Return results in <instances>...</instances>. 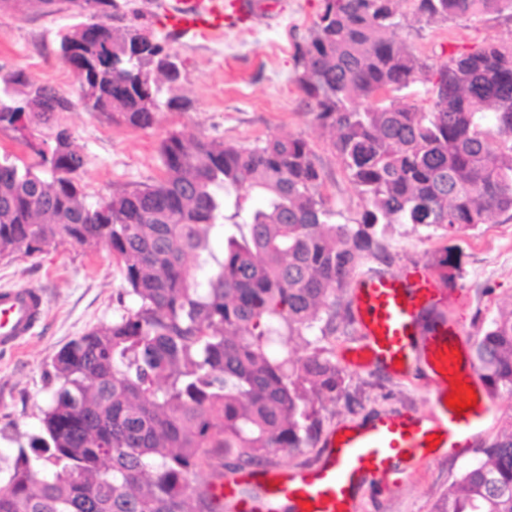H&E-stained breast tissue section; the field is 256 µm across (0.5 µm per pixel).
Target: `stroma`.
Segmentation results:
<instances>
[{
  "instance_id": "stroma-1",
  "label": "stroma",
  "mask_w": 512,
  "mask_h": 512,
  "mask_svg": "<svg viewBox=\"0 0 512 512\" xmlns=\"http://www.w3.org/2000/svg\"><path fill=\"white\" fill-rule=\"evenodd\" d=\"M118 2L122 13L139 9L150 14L156 38L166 40L182 63L181 78L170 94L183 102V109L163 110L148 129L112 122L80 104L79 87L55 54L60 32L81 20L71 0H62L52 16L0 10V65L25 69L75 102L63 122L86 156L80 179L90 200L130 184L159 180L163 174L159 146L174 130L241 144L294 135L310 142L326 172L321 192L328 204L343 219L359 217L362 202L348 174L327 150L295 83L294 44L311 28L320 0H223L227 14L245 9L249 15L238 26L225 29L220 46L194 32L166 27L165 14L176 0ZM397 37L420 58L439 65L474 44L512 40V21L487 17L429 24L411 18L398 29ZM447 246L460 253L461 272L455 285L461 300L444 307L443 313L459 327L468 351L499 307L512 300V221L496 218L453 240L430 229L399 225L387 239V259L368 260L358 272L387 274L429 265ZM0 287L38 289L45 304L34 337L17 351L0 350L3 483L18 448L27 446L30 436L40 430L49 375L59 350L87 329L111 322L124 307L119 301L120 268L102 247L53 245L35 258L21 253L0 258ZM365 342L356 324L313 339L314 347L343 371V397L319 408L322 434L381 412L407 415L426 407L424 370L417 366L403 377L375 361L356 364V350ZM478 458L476 448L470 447L400 466L385 481L362 488L354 512H436L449 483Z\"/></svg>"
}]
</instances>
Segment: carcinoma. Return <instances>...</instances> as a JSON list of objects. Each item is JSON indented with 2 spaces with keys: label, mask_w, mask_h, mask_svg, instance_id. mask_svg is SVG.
<instances>
[{
  "label": "carcinoma",
  "mask_w": 512,
  "mask_h": 512,
  "mask_svg": "<svg viewBox=\"0 0 512 512\" xmlns=\"http://www.w3.org/2000/svg\"><path fill=\"white\" fill-rule=\"evenodd\" d=\"M59 2L0 9L52 15ZM101 2L100 15L60 35L57 55L81 61L90 111L150 128L173 107L161 92L181 63L147 26H113L119 4ZM405 3L428 23L512 20V0H321L295 43L296 83L363 203L351 224L336 221L324 170L299 136L245 146L173 130L160 180L93 205L79 181L84 155L67 126L50 124L72 101L0 66V128L39 158L0 155V258L105 246L135 303L56 355L41 433L19 449L0 512H224L192 478L220 476L227 456L260 465L310 446L315 404L341 396L342 371L306 336L336 333L343 291L385 252L393 226L450 238L512 221V41L475 46L432 80L396 38ZM436 266L453 279L456 249ZM273 336L303 353H271ZM473 363L490 394L512 396V302L477 336ZM478 453L437 512H512V418Z\"/></svg>",
  "instance_id": "cac0c4a2"
}]
</instances>
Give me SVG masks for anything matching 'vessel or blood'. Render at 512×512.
Masks as SVG:
<instances>
[{
    "label": "vessel or blood",
    "instance_id": "vessel-or-blood-1",
    "mask_svg": "<svg viewBox=\"0 0 512 512\" xmlns=\"http://www.w3.org/2000/svg\"><path fill=\"white\" fill-rule=\"evenodd\" d=\"M166 23L203 37L215 35L224 30V5L222 0H182L167 13ZM458 300V292L444 290L426 266L401 274L359 277L355 303L359 325L368 338L365 352L403 375L413 349H420L427 368L426 410L409 416L385 413L356 427L341 426L327 437V452L315 465L223 476L213 481L211 494L220 501L235 502L245 484L260 491L255 512H353L359 486L394 473L404 457L427 461L436 451L454 454L468 447L492 416V399L482 393L470 358L459 351L458 329L445 322L427 329L421 324L427 304L452 305ZM43 313L38 290L1 289L0 347L19 348L33 336ZM459 380L464 383L460 390L455 387ZM453 392L470 401V408L460 413L447 404Z\"/></svg>",
    "mask_w": 512,
    "mask_h": 512
}]
</instances>
